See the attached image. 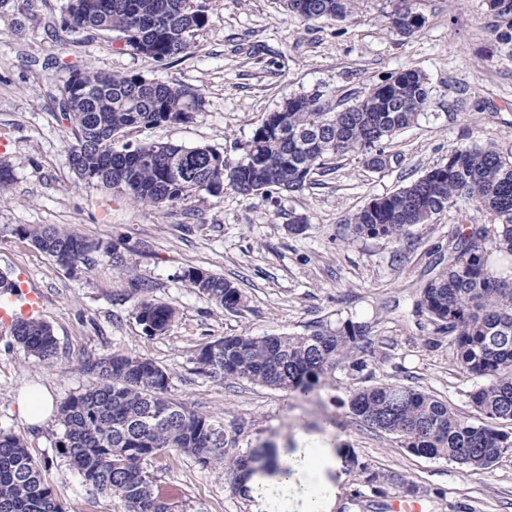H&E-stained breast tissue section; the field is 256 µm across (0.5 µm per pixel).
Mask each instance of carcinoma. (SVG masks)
<instances>
[{
    "instance_id": "carcinoma-1",
    "label": "carcinoma",
    "mask_w": 512,
    "mask_h": 512,
    "mask_svg": "<svg viewBox=\"0 0 512 512\" xmlns=\"http://www.w3.org/2000/svg\"><path fill=\"white\" fill-rule=\"evenodd\" d=\"M355 0H286L289 14L303 21L352 16ZM412 0H397L392 25L410 35L423 25ZM499 41L512 47V0H488ZM63 26L74 33H117L125 50L158 63L194 48L208 25L207 0H66ZM57 87L61 120L68 125L69 154L79 152L77 178L115 198L162 209L204 192L213 197L228 186L250 195L270 188L302 190L327 161L358 153L379 164L384 145L414 124L429 102L424 74L405 69L375 83L355 103L338 104L322 91L286 99L266 115L237 159L210 146L152 141L114 147L128 128L186 123L202 106V95L180 86L76 68ZM464 201L497 220L475 238L458 234L442 264L420 293L419 313L448 337L453 359L466 377L481 381L468 396L475 413L468 421L445 401L413 386L372 384L350 390L352 416L387 432L408 452L444 459L464 471L488 470L509 449L512 435V154L493 147L459 146L448 162L433 167L396 192L372 199L350 219L356 239L401 243L410 228ZM18 232L62 266L88 263L101 245L56 225ZM189 287L217 308L243 307L239 288L198 270L184 272ZM134 317L147 336L166 333L178 317L175 306L141 289ZM11 335L28 355L51 361L58 355L51 326L40 319L12 324ZM371 345L367 326L348 321L312 334L234 335L209 341L195 356L196 371L220 381L245 380L274 390L309 395L346 368L361 369L357 352ZM97 384L69 396L59 407L64 427L59 440L72 468L96 490L117 495L127 512H163L156 479L147 462L173 450L203 469L222 468L242 484L259 459L242 452L224 422L173 400L171 377L154 362L110 355L88 363ZM366 483L389 484L408 494L415 485L402 476L371 472ZM0 512H62L24 437L0 431Z\"/></svg>"
}]
</instances>
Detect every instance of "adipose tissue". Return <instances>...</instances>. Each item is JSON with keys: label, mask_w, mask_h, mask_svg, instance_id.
Listing matches in <instances>:
<instances>
[{"label": "adipose tissue", "mask_w": 512, "mask_h": 512, "mask_svg": "<svg viewBox=\"0 0 512 512\" xmlns=\"http://www.w3.org/2000/svg\"><path fill=\"white\" fill-rule=\"evenodd\" d=\"M276 460L274 471L244 483L255 512H333L343 462L329 440L299 435L296 448Z\"/></svg>", "instance_id": "adipose-tissue-1"}]
</instances>
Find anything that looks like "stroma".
Here are the masks:
<instances>
[{"instance_id": "obj_1", "label": "stroma", "mask_w": 512, "mask_h": 512, "mask_svg": "<svg viewBox=\"0 0 512 512\" xmlns=\"http://www.w3.org/2000/svg\"><path fill=\"white\" fill-rule=\"evenodd\" d=\"M61 4L9 0L0 8V158L14 175L0 201V272L39 297L40 317L58 346L57 360L47 365L0 328V430L23 435L64 512L126 507L70 468L56 446L63 433L58 416L28 423L17 398L40 385L63 402L95 383L85 362L109 354L165 368L171 397L223 419L227 431L238 432L239 447L266 442L287 450L301 432L329 438L345 462L334 512H393L400 491H374L369 469L412 481L422 512H512V452L491 469L465 474L456 464L409 453L393 435L356 422L346 405L352 388L393 383L447 400L461 417L474 415L472 380L460 373L448 344L430 346L432 327L416 311L421 288L460 229L455 211L414 227L406 245L352 240L346 221L373 198L446 163L454 147L512 150V59L489 26L488 0H414L425 23L411 36L389 22L395 0H357L354 15L339 24L289 17L281 0H208L209 23L194 49L168 65L124 50L113 33L79 40L63 27ZM57 57L199 90L204 105L190 122L131 128L122 140L208 145L230 158L293 94L354 98L416 68L427 77L429 104L386 146L381 168L350 154L315 171L300 192L244 196L228 188L158 211L77 181L56 99L63 75L50 66ZM299 221L305 230L289 232ZM39 224L67 228L103 249L92 266L59 265L16 233ZM110 247L123 269L113 267ZM190 268L234 283L244 306L218 309L183 281ZM139 288L178 309L165 335L146 336L137 324ZM347 321L370 331L366 368L337 371L308 398L195 370L197 350L223 336L307 334ZM148 466L171 512H253L250 497L234 492L222 469L200 468L174 451Z\"/></svg>"}]
</instances>
